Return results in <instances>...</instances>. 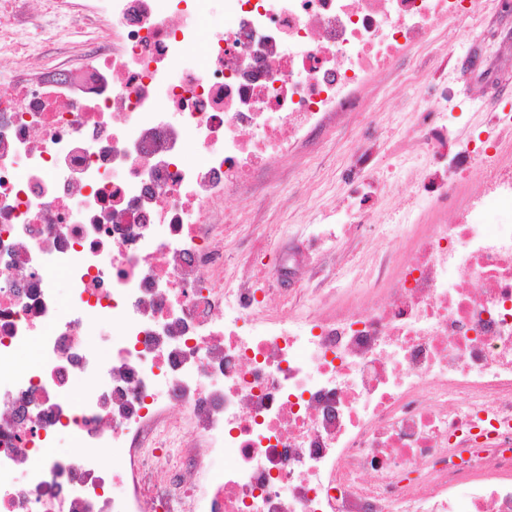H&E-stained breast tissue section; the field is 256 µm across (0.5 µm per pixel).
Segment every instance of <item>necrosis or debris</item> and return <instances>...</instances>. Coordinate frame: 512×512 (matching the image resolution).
<instances>
[{
    "instance_id": "necrosis-or-debris-1",
    "label": "necrosis or debris",
    "mask_w": 512,
    "mask_h": 512,
    "mask_svg": "<svg viewBox=\"0 0 512 512\" xmlns=\"http://www.w3.org/2000/svg\"><path fill=\"white\" fill-rule=\"evenodd\" d=\"M59 17L61 61L31 41ZM440 21L469 38L485 18L477 0H0V512H512L511 114L462 141L447 101L418 113L423 164L388 228L412 259L308 289L334 312L270 318L269 273L223 275L218 201L357 111ZM380 199L355 183L310 241ZM63 433L77 453H49Z\"/></svg>"
}]
</instances>
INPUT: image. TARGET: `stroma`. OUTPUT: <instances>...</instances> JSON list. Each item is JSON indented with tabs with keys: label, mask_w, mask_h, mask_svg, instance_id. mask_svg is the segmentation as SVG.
I'll use <instances>...</instances> for the list:
<instances>
[{
	"label": "stroma",
	"mask_w": 512,
	"mask_h": 512,
	"mask_svg": "<svg viewBox=\"0 0 512 512\" xmlns=\"http://www.w3.org/2000/svg\"><path fill=\"white\" fill-rule=\"evenodd\" d=\"M487 29L478 40L461 42L447 27H440L431 45L418 46L406 55L404 67L427 65L431 54L457 59L480 49L498 57L505 74L502 90H512V6L502 0H481ZM433 91L430 79L409 82L398 78L381 80L378 89L361 93V111L336 116L319 138L294 154L267 179L264 191L225 198L224 277L239 280L252 263L265 264L272 272L274 302L267 313L282 315L279 297L298 299L311 280H342L352 265L364 263L395 249L381 228L395 222L406 195L403 183L394 181L403 141ZM453 108L448 121L460 137L469 138L492 119L491 108L470 105V88L459 74L448 80ZM375 145L377 163L361 171L362 180L384 179V205L372 215L364 232H351L322 248L310 246L311 225L319 223L325 210L347 196L352 183L350 166L355 147Z\"/></svg>",
	"instance_id": "stroma-1"
}]
</instances>
